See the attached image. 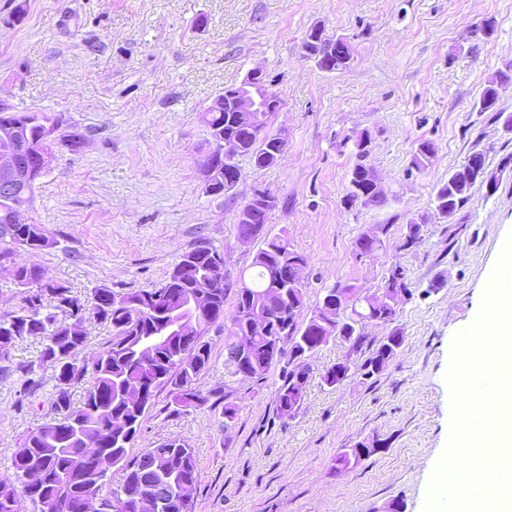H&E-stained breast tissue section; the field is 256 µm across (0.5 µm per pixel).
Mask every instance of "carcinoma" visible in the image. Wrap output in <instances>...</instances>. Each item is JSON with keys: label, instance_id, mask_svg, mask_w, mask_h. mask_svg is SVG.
Returning a JSON list of instances; mask_svg holds the SVG:
<instances>
[{"label": "carcinoma", "instance_id": "1", "mask_svg": "<svg viewBox=\"0 0 512 512\" xmlns=\"http://www.w3.org/2000/svg\"><path fill=\"white\" fill-rule=\"evenodd\" d=\"M303 40V56H321L318 66L335 72L346 69L352 48L344 38L317 35V42ZM512 78L504 71L492 76L477 102L479 112L498 111L499 83ZM211 139L231 146L232 153L246 156L263 169L275 163L274 154H282L283 144L266 132L268 113L233 112L220 101L202 113ZM18 124L21 133L34 149H48L49 132L59 122L47 116L27 113L21 118L0 115V129ZM355 164L351 169L350 188L345 204L381 206L385 197L373 185L374 170L368 163L372 140L362 132L352 137ZM491 170L483 152H472L466 162L448 175L435 190L434 205L438 214L448 217L468 200L471 189L484 186L493 192L498 183H489ZM203 180L214 196L224 195V162L210 154L202 164ZM28 199L0 200V231L8 230L12 245L32 254L49 246L40 225L24 216ZM277 207L276 198L253 213L248 208L238 212V231L252 229L263 245L255 254L254 276L241 279L236 291L235 312L231 317L232 333L251 337L245 352L234 344L225 346L224 366L230 375L243 380L260 379L274 365L281 366L282 384L277 394V413L281 418L292 415L303 399L310 365L297 357L295 347L279 336L288 319L304 308L308 258L296 251L285 236L264 237L269 213ZM217 248L201 239L182 254L168 273L159 290L168 293L172 303L165 309L149 308L144 301L146 290L116 294L99 288L81 300L62 286H40V269L34 264L17 265L13 280L20 288L37 285L24 297V305L14 311L0 312V359L6 361L12 346L29 336L42 338L39 359L24 370L27 382L46 367L54 371L56 396L53 402L59 415L55 424L30 432L24 440L25 451L12 459L13 480L0 481V512H16V503L25 496L42 507V512H80L84 500L95 498L102 512H137L134 496L153 502L150 512H193L191 496L182 489L196 487L198 467L193 449L182 440L160 442L132 460L128 448L136 441L141 421L153 404L158 387L166 386L172 403L185 410L205 406L209 397L196 382L210 363L211 348L205 334L221 321L224 298L231 284L224 269L212 262ZM358 286L339 284L331 288L329 300L320 302L299 328L308 349L316 348L330 336L350 338L361 335L332 301L336 294L351 298ZM67 318H57L56 310ZM112 328V339L92 364L81 362L76 351L83 346V322L86 315ZM395 311L372 304L359 311V325L367 321L387 323ZM188 318L196 323L194 336L181 342L169 341L160 346L151 336L176 322ZM403 344L401 331L395 329L379 344L364 366V376L383 370ZM91 376L83 402L74 405L69 388ZM112 457L125 471L121 484L108 495H101L107 474L100 469L99 454ZM372 450L363 443L340 453L336 462L344 467L369 456Z\"/></svg>", "mask_w": 512, "mask_h": 512}]
</instances>
